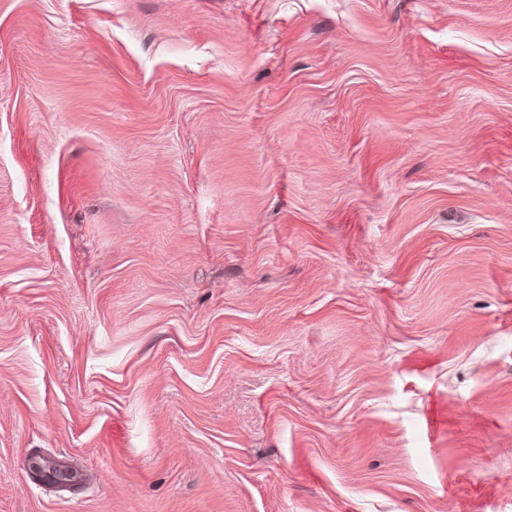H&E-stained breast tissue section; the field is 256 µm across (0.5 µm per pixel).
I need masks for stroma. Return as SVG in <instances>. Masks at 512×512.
<instances>
[{
    "instance_id": "35a3bbf8",
    "label": "stroma",
    "mask_w": 512,
    "mask_h": 512,
    "mask_svg": "<svg viewBox=\"0 0 512 512\" xmlns=\"http://www.w3.org/2000/svg\"><path fill=\"white\" fill-rule=\"evenodd\" d=\"M0 512H512V0H0Z\"/></svg>"
}]
</instances>
